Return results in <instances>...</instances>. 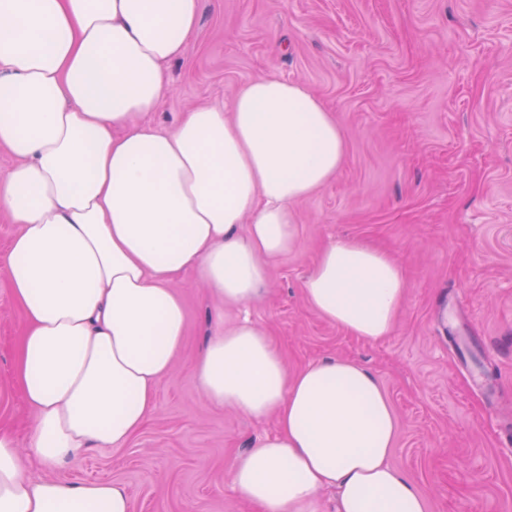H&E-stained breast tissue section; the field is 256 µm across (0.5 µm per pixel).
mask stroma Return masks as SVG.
<instances>
[{
	"label": "stroma",
	"instance_id": "35a3bbf8",
	"mask_svg": "<svg viewBox=\"0 0 512 512\" xmlns=\"http://www.w3.org/2000/svg\"><path fill=\"white\" fill-rule=\"evenodd\" d=\"M304 84L335 112L348 156L335 179L295 204L300 245L271 268L247 313L289 372L336 356L381 380L398 417L390 456L430 512H512V0H200V23L173 88L151 120L230 100L246 80ZM357 237L392 254L407 276L394 333L347 335L312 311L304 281L320 249ZM187 328L144 427L122 448L87 449L35 478L117 480L132 512H254L225 473L275 424L214 407L193 370L219 310L196 274L174 286ZM456 304L487 404L459 364L442 318ZM19 308L0 272V426L27 446L35 422L14 377Z\"/></svg>",
	"mask_w": 512,
	"mask_h": 512
}]
</instances>
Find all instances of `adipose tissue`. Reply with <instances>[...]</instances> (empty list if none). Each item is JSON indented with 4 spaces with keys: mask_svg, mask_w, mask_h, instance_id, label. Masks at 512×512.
Listing matches in <instances>:
<instances>
[{
    "mask_svg": "<svg viewBox=\"0 0 512 512\" xmlns=\"http://www.w3.org/2000/svg\"><path fill=\"white\" fill-rule=\"evenodd\" d=\"M200 0H0V211L18 232L4 265L25 324L14 380L47 467L126 445L144 426L186 330L174 283L197 273L228 305L257 299L300 244L293 209L344 165V131L300 83L244 82L229 104L146 117L197 32ZM407 280L387 252L330 241L304 283L311 310L348 335L391 336ZM213 405L275 433L227 479L255 512H428L389 456L397 419L379 378L326 358L289 373L260 326L212 336L196 358ZM0 512H132L118 481L32 478L0 428Z\"/></svg>",
    "mask_w": 512,
    "mask_h": 512,
    "instance_id": "ef3b65f1",
    "label": "adipose tissue"
}]
</instances>
